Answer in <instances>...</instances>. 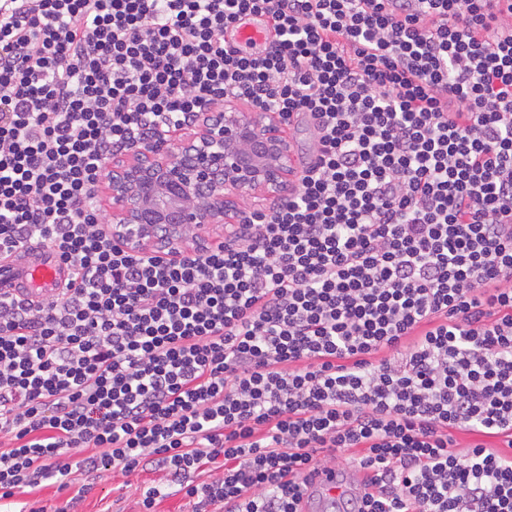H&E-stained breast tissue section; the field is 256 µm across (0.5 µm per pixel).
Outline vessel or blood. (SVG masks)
<instances>
[{
  "label": "vessel or blood",
  "instance_id": "1",
  "mask_svg": "<svg viewBox=\"0 0 512 512\" xmlns=\"http://www.w3.org/2000/svg\"><path fill=\"white\" fill-rule=\"evenodd\" d=\"M270 30L266 20L244 21L236 28L240 45L263 41ZM68 277L66 264L47 248L33 249L0 262V288L10 289L13 296L35 304L57 298ZM342 487L335 474L323 472L314 479L312 495L305 505L307 512H322L325 504L339 496Z\"/></svg>",
  "mask_w": 512,
  "mask_h": 512
}]
</instances>
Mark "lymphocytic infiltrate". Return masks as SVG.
Segmentation results:
<instances>
[{
	"label": "lymphocytic infiltrate",
	"instance_id": "obj_1",
	"mask_svg": "<svg viewBox=\"0 0 512 512\" xmlns=\"http://www.w3.org/2000/svg\"><path fill=\"white\" fill-rule=\"evenodd\" d=\"M227 97L312 122L295 190L128 250L108 162ZM32 246L70 277L0 294V500L154 470L303 512L349 456L343 512H512V0H0V258ZM234 30L236 31L239 44L246 47L249 46L252 42H261L267 36L272 35L266 19L248 22L243 20L240 25L235 27Z\"/></svg>",
	"mask_w": 512,
	"mask_h": 512
}]
</instances>
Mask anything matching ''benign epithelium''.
I'll list each match as a JSON object with an SVG mask.
<instances>
[{
    "label": "benign epithelium",
    "mask_w": 512,
    "mask_h": 512,
    "mask_svg": "<svg viewBox=\"0 0 512 512\" xmlns=\"http://www.w3.org/2000/svg\"><path fill=\"white\" fill-rule=\"evenodd\" d=\"M295 177L291 145L274 112L227 103L207 106L188 126L159 132L112 159L95 197L126 248L142 250L165 232L178 254L207 224H241L236 198L259 192L281 200Z\"/></svg>",
    "instance_id": "7a95c632"
}]
</instances>
